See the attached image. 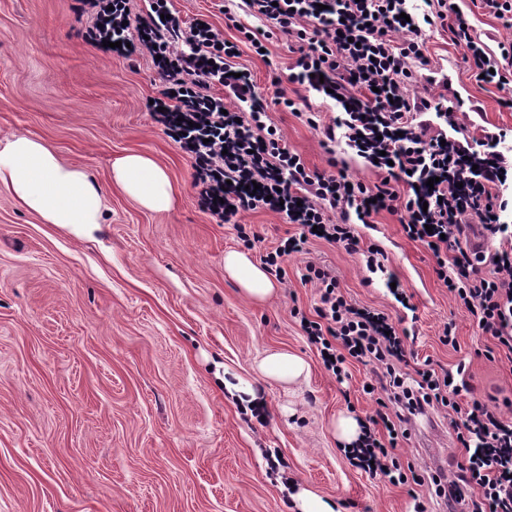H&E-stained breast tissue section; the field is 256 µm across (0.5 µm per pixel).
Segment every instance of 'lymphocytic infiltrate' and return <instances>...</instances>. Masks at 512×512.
Wrapping results in <instances>:
<instances>
[{"mask_svg":"<svg viewBox=\"0 0 512 512\" xmlns=\"http://www.w3.org/2000/svg\"><path fill=\"white\" fill-rule=\"evenodd\" d=\"M260 23L236 29L254 49L287 38L292 58L289 83L318 94H338L339 115L321 123L327 143L345 145L373 168V184L353 181L345 169L318 172L290 151L267 122L265 100L248 68L240 65L238 43L206 20L182 25L170 0H145L146 16L130 25L129 0H90L95 46L113 42V55L149 56L164 89L156 118L193 160L203 207L219 222L238 213L266 209L298 227L264 264L303 252L309 238L359 249L354 222L397 216L406 236L427 246L438 274L470 314L512 361V225L503 214L506 178L512 173L493 135L473 145L450 133L452 120L441 103L418 94L419 66L429 63L430 42L447 27L462 49L472 77L504 91L512 109V42L490 49L468 13L454 0H427L422 24L401 20L411 0H227ZM241 40V41H242ZM223 97L211 94L214 85ZM236 107L224 108L225 98ZM481 228L491 245L462 247L464 225ZM305 278L319 293L317 320L303 331L325 369L348 379V361L371 366L372 390L382 392V413L368 418L348 452L357 468L391 485L443 483L402 470L393 455L413 418L447 410L465 450L448 485V512H512V422L475 397L464 364L442 373L411 368L400 334L384 312L349 303L331 270L307 264Z\"/></svg>","mask_w":512,"mask_h":512,"instance_id":"obj_1","label":"lymphocytic infiltrate"}]
</instances>
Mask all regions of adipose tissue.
<instances>
[{
    "mask_svg": "<svg viewBox=\"0 0 512 512\" xmlns=\"http://www.w3.org/2000/svg\"><path fill=\"white\" fill-rule=\"evenodd\" d=\"M110 181L148 210L164 212L174 206L169 174L150 155L129 152L117 157ZM0 190L45 224L89 230L103 221L105 195L93 177L82 167L64 163L43 140L28 134L0 140ZM224 271L252 301H264L278 289L248 252L227 251ZM258 370L264 378L285 386L299 383L309 373L302 358L284 351L267 353Z\"/></svg>",
    "mask_w": 512,
    "mask_h": 512,
    "instance_id": "1",
    "label": "adipose tissue"
}]
</instances>
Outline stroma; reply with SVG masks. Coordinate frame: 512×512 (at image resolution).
Listing matches in <instances>:
<instances>
[{
	"mask_svg": "<svg viewBox=\"0 0 512 512\" xmlns=\"http://www.w3.org/2000/svg\"><path fill=\"white\" fill-rule=\"evenodd\" d=\"M172 10L238 36L224 0H172ZM93 17L86 0H0V137H40L107 189L104 222L88 234L40 223L0 191V512H290L298 486L340 512H410L416 496L429 512H448L427 487L356 468L333 437L339 414L363 419L379 405L363 391L368 366L350 362L349 379L337 382L304 337L299 318H315L318 304L305 266L331 267L348 302L401 321L410 364L465 363L477 396L500 400L507 421L512 362L449 293L431 251L386 213L356 224L358 252L309 240L273 272L275 295L246 298L224 274L225 252L243 247L237 225L259 235L257 261L295 225L268 210L222 224L200 207L192 159L151 111L162 86L150 57L99 50L88 37ZM240 49L289 150L310 169L335 162L377 182L361 158L329 154L319 131L273 103L278 88L306 97L286 79L287 40L273 42L266 59L249 44ZM430 53L433 63L453 62L455 83L481 107L466 135L512 132V109L495 87L470 79L447 30L435 33ZM128 152L167 168L177 194L170 212L110 188L111 163ZM372 247L383 270L368 263ZM447 325L456 347L440 340ZM273 350L308 363L294 391L255 372ZM228 381L262 397V416L226 396ZM395 455L401 466L445 475L464 450L439 412L412 424Z\"/></svg>",
	"mask_w": 512,
	"mask_h": 512,
	"instance_id": "1",
	"label": "stroma"
}]
</instances>
